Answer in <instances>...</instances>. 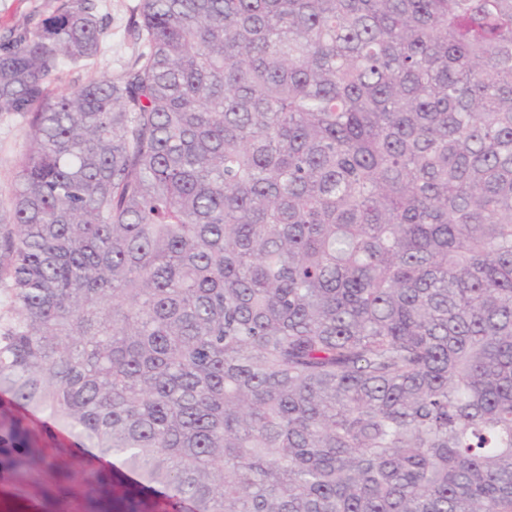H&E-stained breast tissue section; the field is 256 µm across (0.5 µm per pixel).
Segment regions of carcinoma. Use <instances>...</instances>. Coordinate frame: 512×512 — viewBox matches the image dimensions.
Returning a JSON list of instances; mask_svg holds the SVG:
<instances>
[{
    "label": "carcinoma",
    "mask_w": 512,
    "mask_h": 512,
    "mask_svg": "<svg viewBox=\"0 0 512 512\" xmlns=\"http://www.w3.org/2000/svg\"><path fill=\"white\" fill-rule=\"evenodd\" d=\"M94 0L0 43V483L56 512H512V0ZM45 413L83 448H41ZM111 458L112 464L98 465ZM95 3L103 21L100 52L84 67L62 66L51 85L56 93L92 79L119 74L143 50V42L132 25L134 19H139L141 0H97ZM28 133L26 117L15 112L0 113V201H7L12 194L16 158Z\"/></svg>",
    "instance_id": "obj_1"
}]
</instances>
